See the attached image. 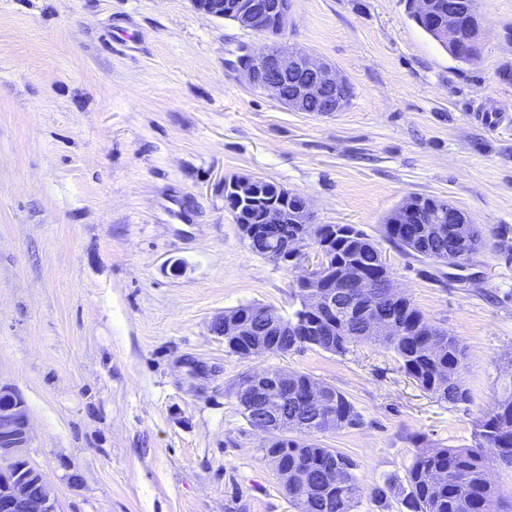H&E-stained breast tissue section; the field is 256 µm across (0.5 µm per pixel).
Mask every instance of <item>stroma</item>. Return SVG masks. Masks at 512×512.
Listing matches in <instances>:
<instances>
[{
	"mask_svg": "<svg viewBox=\"0 0 512 512\" xmlns=\"http://www.w3.org/2000/svg\"><path fill=\"white\" fill-rule=\"evenodd\" d=\"M476 10L480 55L460 62L407 0H291L276 39L353 90L322 115L250 87L231 61L276 39L193 0H0V382L27 402V456L59 512H294L235 398L258 368L348 397L359 424L322 441L362 488L404 477L421 445L472 443L512 369V0ZM480 112L503 122L488 131ZM232 174L377 239L404 293L462 340L470 402L438 401L369 343L225 348L214 318L293 311L297 275L251 251L224 204ZM411 194L484 225L465 269L384 239Z\"/></svg>",
	"mask_w": 512,
	"mask_h": 512,
	"instance_id": "obj_1",
	"label": "stroma"
}]
</instances>
